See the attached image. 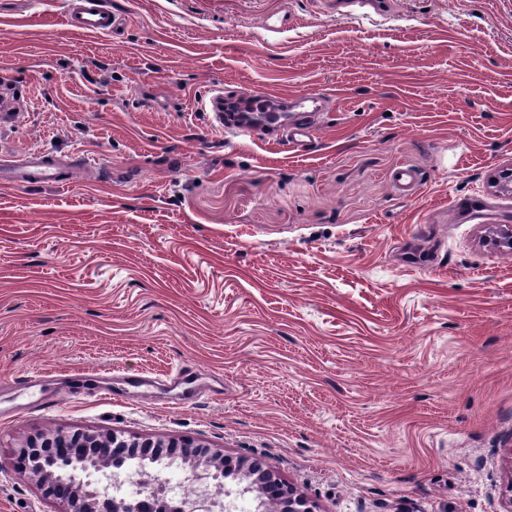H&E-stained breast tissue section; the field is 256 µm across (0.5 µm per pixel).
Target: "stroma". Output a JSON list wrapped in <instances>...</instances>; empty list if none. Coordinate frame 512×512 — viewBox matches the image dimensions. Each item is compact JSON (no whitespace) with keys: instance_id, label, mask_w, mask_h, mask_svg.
<instances>
[{"instance_id":"1","label":"stroma","mask_w":512,"mask_h":512,"mask_svg":"<svg viewBox=\"0 0 512 512\" xmlns=\"http://www.w3.org/2000/svg\"><path fill=\"white\" fill-rule=\"evenodd\" d=\"M69 2L0 0V150L68 179L0 175V512H57L18 450L77 428L263 462L315 512H506L512 0H109L99 36ZM215 89L328 103L297 155L213 127ZM66 25L78 33L109 34L116 29L117 19L106 0H75ZM26 165L20 169L21 181L29 185L53 184L62 182L59 161L48 152L30 154L25 160Z\"/></svg>"}]
</instances>
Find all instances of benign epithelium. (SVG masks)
Masks as SVG:
<instances>
[{
  "mask_svg": "<svg viewBox=\"0 0 512 512\" xmlns=\"http://www.w3.org/2000/svg\"><path fill=\"white\" fill-rule=\"evenodd\" d=\"M497 192L512 196V163L498 168L490 179ZM491 244L500 250H512V225L501 224ZM194 448L191 457L193 483L198 485L194 499L186 501L181 512H231V504L224 502V475L232 468L243 470L251 479L256 498L269 494L273 485L276 492V512H314L313 505L301 492L284 487L278 475L258 462H233L220 453H213L203 445L170 441L168 443L138 441L116 432L55 429L42 432L19 448V455L28 460L32 471L58 473V480L43 482L48 496L60 501V512H136L138 507L118 493V488L137 471L127 468V459L151 448ZM116 463L105 479L91 476L101 471L102 458Z\"/></svg>",
  "mask_w": 512,
  "mask_h": 512,
  "instance_id": "7a95c632",
  "label": "benign epithelium"
}]
</instances>
